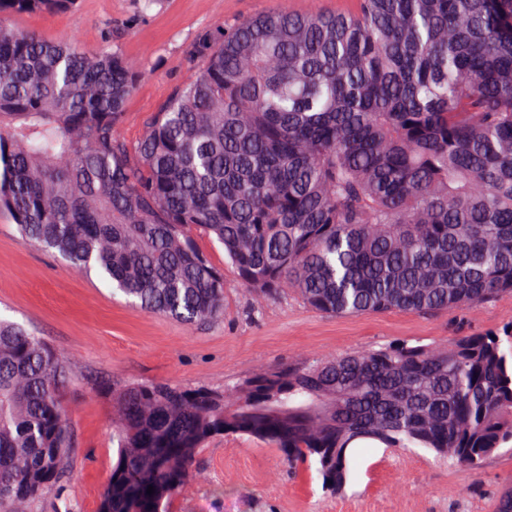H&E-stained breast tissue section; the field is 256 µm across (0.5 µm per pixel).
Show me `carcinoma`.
<instances>
[{
	"mask_svg": "<svg viewBox=\"0 0 512 512\" xmlns=\"http://www.w3.org/2000/svg\"><path fill=\"white\" fill-rule=\"evenodd\" d=\"M77 0H0V214L112 294L187 325L224 313V249L252 306L292 292L334 316L435 315L512 295V0L276 7L189 48L190 78L119 134L144 68L12 19ZM59 353L0 319V508L68 474ZM97 512H170L198 454L236 436L336 494L364 445L470 470L512 448V321L443 345L390 342L222 388L127 382ZM154 493H147L148 487Z\"/></svg>",
	"mask_w": 512,
	"mask_h": 512,
	"instance_id": "1",
	"label": "carcinoma"
}]
</instances>
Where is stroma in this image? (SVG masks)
<instances>
[{"label": "stroma", "instance_id": "stroma-1", "mask_svg": "<svg viewBox=\"0 0 512 512\" xmlns=\"http://www.w3.org/2000/svg\"><path fill=\"white\" fill-rule=\"evenodd\" d=\"M278 0H164L140 13L138 0H80L77 10L17 17V26L87 50L118 45L145 74L127 102L121 128L138 138L192 70L187 50L200 32L220 35L235 19L275 8ZM223 267L224 315L187 326L132 306L96 276L22 241L0 215V316L19 322L62 353L71 376L63 389L74 435L72 467L34 512H97L112 467V418L97 385L163 381L220 386L268 366L313 356L336 357L393 340L430 344L499 329L512 321V295L434 316L404 312L335 317L294 294L251 313V296L227 267L223 248L200 237ZM198 462L204 482L188 487L172 512H495L512 486V450L503 448L476 471L415 448L370 446L354 453L345 490L324 493L315 470L289 467L275 448L241 438L210 441Z\"/></svg>", "mask_w": 512, "mask_h": 512}]
</instances>
